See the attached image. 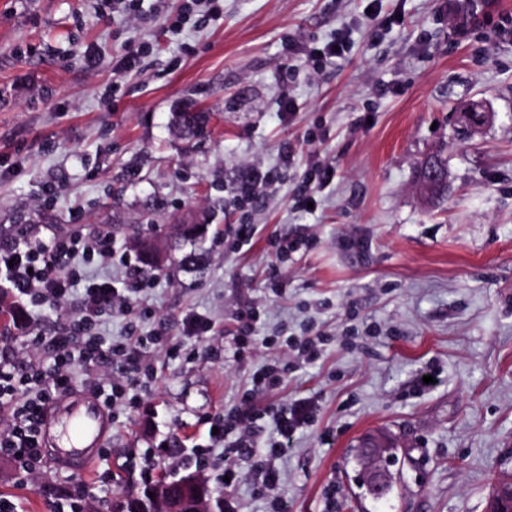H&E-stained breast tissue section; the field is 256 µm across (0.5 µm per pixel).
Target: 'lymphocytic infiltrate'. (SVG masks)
<instances>
[{
	"mask_svg": "<svg viewBox=\"0 0 512 512\" xmlns=\"http://www.w3.org/2000/svg\"><path fill=\"white\" fill-rule=\"evenodd\" d=\"M113 260L131 266L130 253H116L110 231L99 229L81 237H41L39 228L26 236L0 243V310L27 304L34 308L52 307L80 294L81 305L68 327L55 336L31 331L29 343L44 348L45 355L23 363L13 358L0 359V412L8 424L0 430V457L10 459L26 479L36 476L42 461L40 446L41 413L44 406L61 393L75 389L82 377H89L90 390L108 411L139 403L153 373L157 351L177 356L179 344L155 337L130 336L121 342H108L96 336L94 328L107 312L130 314L140 296L152 289L154 281L141 270L133 269L128 286L116 287L111 280L83 279L71 266L75 255ZM253 386L242 397L235 411L211 418L217 432L212 440L224 442L230 432L246 433L258 419L256 401L274 386L275 373L255 374ZM275 435L272 443L252 449L258 457L257 482L275 490L281 475L276 460L292 447L299 430L309 425L317 412L314 398L303 397L283 406H269Z\"/></svg>",
	"mask_w": 512,
	"mask_h": 512,
	"instance_id": "f902f5d3",
	"label": "lymphocytic infiltrate"
}]
</instances>
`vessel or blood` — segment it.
Listing matches in <instances>:
<instances>
[{
  "mask_svg": "<svg viewBox=\"0 0 512 512\" xmlns=\"http://www.w3.org/2000/svg\"><path fill=\"white\" fill-rule=\"evenodd\" d=\"M112 429V417L88 392L61 393L43 412L41 445L58 468L88 473Z\"/></svg>",
  "mask_w": 512,
  "mask_h": 512,
  "instance_id": "obj_1",
  "label": "vessel or blood"
}]
</instances>
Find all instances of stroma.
<instances>
[{
	"instance_id": "stroma-1",
	"label": "stroma",
	"mask_w": 512,
	"mask_h": 512,
	"mask_svg": "<svg viewBox=\"0 0 512 512\" xmlns=\"http://www.w3.org/2000/svg\"><path fill=\"white\" fill-rule=\"evenodd\" d=\"M140 2L132 14L120 0H0V233L119 224L116 247L133 251L141 225L206 224L204 271L156 276L138 322L192 356H157L156 385L113 415L88 474L45 460L31 482L0 457V499L50 512L82 493L92 512H120L141 493L145 449L158 451L152 477L188 474L160 452L175 442L206 453L210 512H273L276 497L290 512H485L493 482L512 475V0H224L221 19L178 34L167 27L184 0ZM341 33L344 57L312 68L307 49ZM134 44L145 53L116 72ZM472 101L494 118L465 136L459 109ZM188 109L212 115L192 140L172 126ZM433 154L448 168L444 198L421 186ZM316 160L336 177L306 213L291 199ZM250 165L280 178L242 211L229 191ZM242 223L256 232L240 247L228 228ZM288 233L309 244L277 256L269 242ZM250 306L260 320L235 356L225 347ZM189 313L211 321L204 340L183 335ZM290 336L320 337L319 359L297 362L280 345ZM265 365L281 375L267 403L320 405L277 460L271 497L254 493L250 457L221 483L224 446L206 424ZM378 431L399 448L379 501L357 487L350 453Z\"/></svg>"
}]
</instances>
